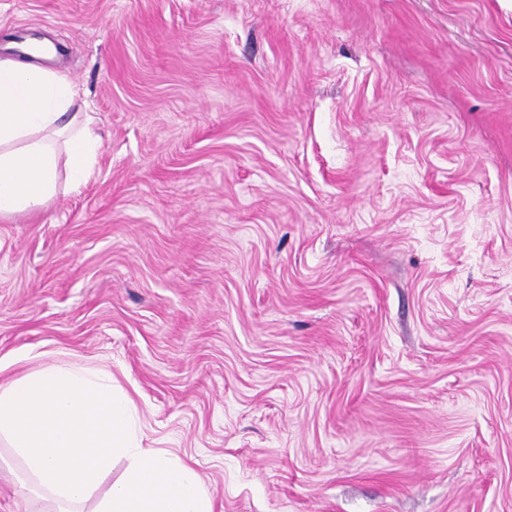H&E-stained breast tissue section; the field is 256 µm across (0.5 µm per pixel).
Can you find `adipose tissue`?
Wrapping results in <instances>:
<instances>
[{
  "mask_svg": "<svg viewBox=\"0 0 512 512\" xmlns=\"http://www.w3.org/2000/svg\"><path fill=\"white\" fill-rule=\"evenodd\" d=\"M75 91L62 75L0 60V218L44 206L55 194L59 164L81 179L95 145Z\"/></svg>",
  "mask_w": 512,
  "mask_h": 512,
  "instance_id": "obj_1",
  "label": "adipose tissue"
}]
</instances>
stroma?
Masks as SVG:
<instances>
[{"instance_id":"35a3bbf8","label":"stroma","mask_w":512,"mask_h":512,"mask_svg":"<svg viewBox=\"0 0 512 512\" xmlns=\"http://www.w3.org/2000/svg\"><path fill=\"white\" fill-rule=\"evenodd\" d=\"M98 147L0 220V381L111 376L213 512H512V0H0Z\"/></svg>"}]
</instances>
